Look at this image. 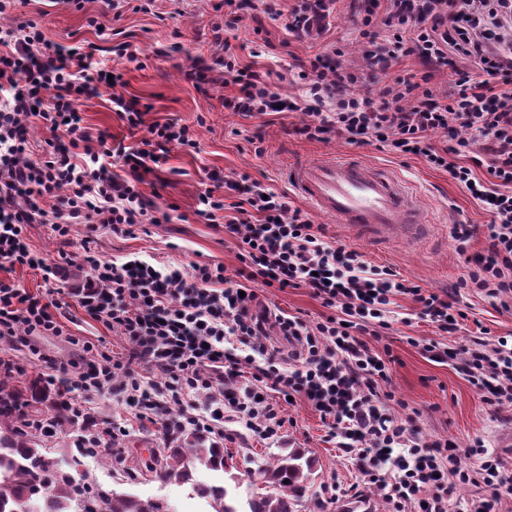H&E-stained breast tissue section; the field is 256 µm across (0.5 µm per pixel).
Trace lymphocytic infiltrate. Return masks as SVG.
<instances>
[{"label": "lymphocytic infiltrate", "mask_w": 512, "mask_h": 512, "mask_svg": "<svg viewBox=\"0 0 512 512\" xmlns=\"http://www.w3.org/2000/svg\"><path fill=\"white\" fill-rule=\"evenodd\" d=\"M17 0H0V271L34 268L44 281L64 279L60 265L47 263L27 242L30 224L50 225L67 240L72 225L102 224L113 233L159 223L145 201L146 175L164 163L171 148L198 147L189 125L171 120L145 123L137 101L121 94L112 109L130 127H146L138 147L112 150L107 132L91 135L76 104L107 82L105 69L91 70L92 51L62 48L35 23L14 19ZM397 19L392 39L380 40L373 17L378 8ZM371 70H350L317 55L300 65L302 98L274 95L272 73L241 66L232 45H225L221 66L237 91L225 103L246 115L295 112L307 119L295 132L310 141L330 136L352 144L383 143L393 152L425 158L446 170L491 216L490 247L475 259L462 287L498 297L512 293V0H368L360 32ZM471 58L483 79L461 73L453 89L434 99L430 74L391 75L395 60L412 54L442 61L447 53ZM382 78L378 96L364 87L370 74ZM36 124L50 132L48 156L32 160L26 129ZM443 132L460 149L472 145L471 133L489 142L485 157L473 164L449 161L431 136ZM485 176H478V167ZM234 215L220 220V212ZM197 213L223 222L238 236L246 268L229 284L222 265L197 264L190 272L167 270L139 259L104 260L85 249L89 271L72 294L94 321L119 328L133 345L122 360L91 342L81 345L79 360L61 363L44 357L61 387L83 393L122 397L140 414L152 415L164 433L182 423L169 406L192 405L196 396L212 398L208 415L191 417L195 427L223 435L232 415L261 439L277 435L285 420L268 393L300 396L320 413L331 439L359 464L380 458L388 469L372 474L388 490L397 512H448V478L484 487L470 512H498L502 487L512 472L493 455L478 468L461 467L448 443L423 440L412 418L381 412L377 389L387 377L385 359L367 340L372 329L388 325L397 298H411L419 316L445 333L456 331L452 305L390 268L373 265L363 254L326 240L309 214L291 204L287 192L262 187L249 175L228 180L223 194L207 188L198 196ZM299 288L312 291L333 313L308 324L287 313L276 318L291 351H264L262 360L240 354L263 335V321L251 314L252 290ZM57 300L45 301L0 280V339L34 348L39 336L66 337L54 314ZM434 359H463L469 383L484 402L512 404V344L489 345L476 337L452 350L429 342ZM158 371L145 378L143 369Z\"/></svg>", "instance_id": "f902f5d3"}]
</instances>
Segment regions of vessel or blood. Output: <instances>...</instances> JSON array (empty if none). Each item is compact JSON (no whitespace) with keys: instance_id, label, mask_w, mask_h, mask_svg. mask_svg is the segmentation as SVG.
Wrapping results in <instances>:
<instances>
[{"instance_id":"b4317fda","label":"vessel or blood","mask_w":512,"mask_h":512,"mask_svg":"<svg viewBox=\"0 0 512 512\" xmlns=\"http://www.w3.org/2000/svg\"><path fill=\"white\" fill-rule=\"evenodd\" d=\"M288 181L320 214L359 237L418 243L430 236L415 196L390 169L359 159L320 158L290 164Z\"/></svg>"}]
</instances>
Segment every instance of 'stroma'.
<instances>
[{
    "mask_svg": "<svg viewBox=\"0 0 512 512\" xmlns=\"http://www.w3.org/2000/svg\"><path fill=\"white\" fill-rule=\"evenodd\" d=\"M246 2L243 19L230 33V42L241 64L264 67L276 74L274 90L281 97L299 93L292 73L297 60L332 54L341 66L365 68L360 37L362 0H330L325 16L302 35L288 27V16L297 0H278L281 14L277 17L258 8V0ZM19 12L22 20L37 23L52 41L95 44L92 69L105 67L120 73L123 94L137 97L146 122L175 119L194 126L198 136L197 151L172 149L167 161L147 175L141 186L151 209L168 213V222L138 226L131 236L75 224L64 247L54 238L50 225H28L31 248L49 262L66 267L69 285L81 284L87 275L80 262L87 245L106 260L135 254L185 272L196 264H220L228 276H235L242 266L237 239L196 213L198 195L210 174L232 179L246 173L278 191L287 188V169L295 161L355 155L371 165L386 167L417 197L422 218L432 226L428 241L376 246L320 215H313L314 224L321 226L328 241L357 249L368 262L389 267L425 291L448 297L466 318L457 332L446 334L417 318L415 302L400 299L389 317V327L371 341L376 350L390 352L388 378L379 384L378 403L391 410L396 408V400H404L402 416L413 417L425 440L454 445L462 466H478L480 458L472 454L471 448L480 441L512 470V404L496 408L486 405L468 382L461 361L439 363L422 349L423 343L431 340L445 344L466 340L480 328L491 344L499 337L512 336V297L492 298L460 285L470 270L468 256L486 252L489 246L490 216L447 171L433 168L423 158L393 153L377 142L352 145L336 136L325 142L307 140L293 132L305 118L301 111L246 116L225 109L224 99L233 94V87L220 80L198 84L187 77L197 61L211 65L224 55L222 44L214 39L215 27L224 23L221 0H153L146 13H136L125 6L105 13L100 0H85L79 11L64 0L51 7L44 0H28ZM90 16L97 17L99 28L87 25ZM116 30L122 31L124 40L138 46L137 61L113 54L112 33ZM467 66V60L462 58L449 67L411 55L394 62L391 71L400 75L431 72L430 87L440 97ZM112 94L111 87L102 85L96 95L78 101L84 124L94 134L109 132L113 142L136 145L143 133L129 131L126 122L113 112ZM456 224H469L474 229L462 253L451 236ZM251 311L265 319L266 346L284 351L290 350L291 345L278 332L276 314L296 315L311 324L330 313L303 287L256 288ZM64 314L72 335L116 355L129 352L130 345L119 329L94 322L75 305L65 308ZM34 343L36 348L31 351L0 339V359L14 365L19 380L43 374L40 355L61 362L80 357L76 346L56 336H40ZM85 402L100 423L125 428L113 443V459H85L84 469L91 484L144 498H165L172 512H195L196 501L190 497L188 487L161 483L149 472L157 462L156 449L176 446L178 435L162 433L150 418L135 417L120 398L89 395ZM281 410L286 423L279 437L269 440L255 438L240 423L225 419L222 445L240 470L251 469L253 462L270 458L279 449L299 448L315 461L299 512H393L385 489L372 483L368 474L330 441L325 423L307 401L296 398L293 403L282 404Z\"/></svg>",
    "mask_w": 512,
    "mask_h": 512,
    "instance_id": "obj_1",
    "label": "stroma"
}]
</instances>
